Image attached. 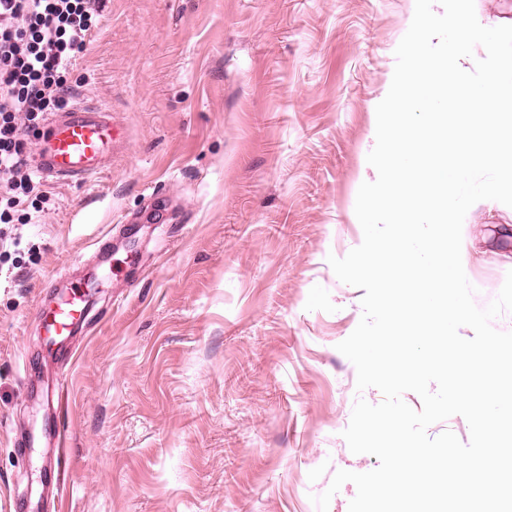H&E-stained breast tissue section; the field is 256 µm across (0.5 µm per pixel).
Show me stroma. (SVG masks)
<instances>
[{
	"label": "stroma",
	"mask_w": 512,
	"mask_h": 512,
	"mask_svg": "<svg viewBox=\"0 0 512 512\" xmlns=\"http://www.w3.org/2000/svg\"><path fill=\"white\" fill-rule=\"evenodd\" d=\"M415 0H103L74 100L128 128L85 182L45 180L0 281V512H317L358 391L338 349L363 289L328 259L363 241L375 101ZM466 276L512 271V207L475 204ZM94 281L73 362L37 306Z\"/></svg>",
	"instance_id": "35a3bbf8"
}]
</instances>
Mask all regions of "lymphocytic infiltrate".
<instances>
[{
  "label": "lymphocytic infiltrate",
  "mask_w": 512,
  "mask_h": 512,
  "mask_svg": "<svg viewBox=\"0 0 512 512\" xmlns=\"http://www.w3.org/2000/svg\"><path fill=\"white\" fill-rule=\"evenodd\" d=\"M101 0H0V227L36 223L47 197L26 131L69 103Z\"/></svg>",
  "instance_id": "lymphocytic-infiltrate-1"
}]
</instances>
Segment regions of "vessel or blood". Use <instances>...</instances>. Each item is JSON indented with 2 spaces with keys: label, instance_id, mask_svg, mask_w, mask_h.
Here are the masks:
<instances>
[{
  "label": "vessel or blood",
  "instance_id": "obj_1",
  "mask_svg": "<svg viewBox=\"0 0 512 512\" xmlns=\"http://www.w3.org/2000/svg\"><path fill=\"white\" fill-rule=\"evenodd\" d=\"M126 130L103 105L73 103L52 113L35 155L42 178L81 181L105 171ZM84 293L72 288L58 305L42 312L49 353H57V337L70 335L84 318Z\"/></svg>",
  "mask_w": 512,
  "mask_h": 512
}]
</instances>
